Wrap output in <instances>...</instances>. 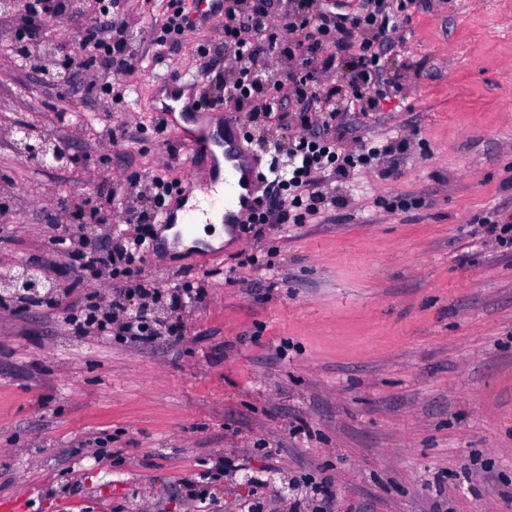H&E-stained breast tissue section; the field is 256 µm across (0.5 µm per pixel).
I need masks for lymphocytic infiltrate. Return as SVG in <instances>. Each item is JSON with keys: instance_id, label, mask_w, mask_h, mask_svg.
<instances>
[{"instance_id": "f902f5d3", "label": "lymphocytic infiltrate", "mask_w": 512, "mask_h": 512, "mask_svg": "<svg viewBox=\"0 0 512 512\" xmlns=\"http://www.w3.org/2000/svg\"><path fill=\"white\" fill-rule=\"evenodd\" d=\"M408 8L406 0H357L346 14L337 13L332 0H322L316 12L304 21L300 37L288 46L289 54L300 58L308 73L304 76L288 75L275 84L274 94H266L262 85L252 82L249 75L251 65L269 52L273 24L269 15L268 0H252L248 12H240L233 6L224 9V37L234 46L236 57L241 63L240 77L225 93V100L244 105L258 98L262 105L254 114L255 119L266 120L280 111L283 97L294 94L299 100L311 98L310 76L328 72L335 67V54L323 53L327 42H334L337 52L356 48V59L346 79L352 88L353 101H366L368 109H376V99H364L363 89L369 88L382 74L383 50L391 42V34L397 27L399 13ZM66 21L79 40L88 41L93 49L92 57L86 60V67L92 73L83 87L86 96L110 90L109 76L134 68L137 54L127 38V27L121 20L101 27L88 23L83 6H73L66 15ZM375 31L371 40L360 39L364 30ZM390 145L364 146L357 154L339 157L336 152V135L326 131L324 137L315 138L304 134L295 137L288 152V174L277 176L270 181L257 208L251 213L243 233L260 231L270 219L279 223L302 222L304 215L319 213L327 202L319 194L316 185L325 173L346 176L350 168L369 165L380 157L391 153ZM155 237L154 226L139 223L132 237L112 238L110 245H103L92 239H84L72 254L71 277L73 286H80L101 276L112 280V300L108 307L86 303L69 312L66 322L73 335L81 336L86 326H96L99 334L112 333V324L126 310L130 299L145 301L166 299L172 310H179L184 304L203 302L207 295L204 285L180 284L171 293L161 294L159 289L137 283L138 260L144 259Z\"/></svg>"}]
</instances>
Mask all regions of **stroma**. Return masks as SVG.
Here are the masks:
<instances>
[{"label": "stroma", "instance_id": "35a3bbf8", "mask_svg": "<svg viewBox=\"0 0 512 512\" xmlns=\"http://www.w3.org/2000/svg\"><path fill=\"white\" fill-rule=\"evenodd\" d=\"M399 20L379 109L337 113L339 154L362 142L398 149L376 167L319 185L343 206L300 224L236 237L196 265L159 247L140 281L168 287L188 270L205 303L173 313L178 340L140 345L76 337L62 310L101 303L111 281L76 289L62 309H0V504L18 512H512V249L478 236L512 215V0H418ZM168 0H123L142 64L90 102L64 105L124 127L123 148L57 124L54 88L17 99L0 59V114L30 111L84 156L82 168L26 161L0 141V267L27 265L68 283L62 211L109 207L129 230L136 196L158 177L205 190L179 161L184 130L160 127L157 75L234 79L224 17L156 43ZM258 123L235 111L254 143L316 131L294 103ZM235 269L236 283L224 280Z\"/></svg>", "mask_w": 512, "mask_h": 512}]
</instances>
